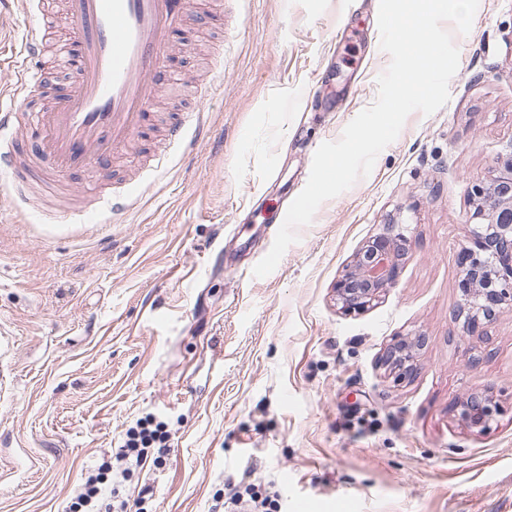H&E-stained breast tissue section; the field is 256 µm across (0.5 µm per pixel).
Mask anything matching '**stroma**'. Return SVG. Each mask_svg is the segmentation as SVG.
I'll return each instance as SVG.
<instances>
[{
    "mask_svg": "<svg viewBox=\"0 0 512 512\" xmlns=\"http://www.w3.org/2000/svg\"><path fill=\"white\" fill-rule=\"evenodd\" d=\"M378 5L195 0L155 77L161 101L101 170L114 188L144 182L123 212L67 223L54 214L80 204L74 179L33 206L0 173V512H70L148 417L170 452L117 479L130 503L149 489L145 512H220L248 488L280 512H512V308L466 335L456 287L468 188L512 154V0H479L453 36L448 102L410 114L372 172L253 274L317 148L377 99ZM38 23L0 0L7 50ZM218 67L223 90L201 99L189 77ZM174 98L211 125L156 168ZM388 224L412 239L398 282L343 315L333 286ZM415 332L418 371L395 382L376 360ZM489 387L506 414L479 435L449 408Z\"/></svg>",
    "mask_w": 512,
    "mask_h": 512,
    "instance_id": "1",
    "label": "stroma"
}]
</instances>
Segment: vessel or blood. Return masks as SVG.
Masks as SVG:
<instances>
[{
  "label": "vessel or blood",
  "mask_w": 512,
  "mask_h": 512,
  "mask_svg": "<svg viewBox=\"0 0 512 512\" xmlns=\"http://www.w3.org/2000/svg\"><path fill=\"white\" fill-rule=\"evenodd\" d=\"M193 0H66L71 19L80 26L77 55L68 64L79 75L58 102L40 112L38 152L51 170L90 178L140 132L146 112L160 88L154 74L172 50V31L185 21ZM45 48L42 35L29 40L24 52L29 68L18 71L5 93L11 105L0 111V135L14 139L27 102L40 81L34 65ZM200 111L181 113L166 133L168 149L189 153L190 129L203 128ZM141 184L126 185L115 195L91 186L94 207L80 210L89 224L96 209H120L138 195Z\"/></svg>",
  "instance_id": "1"
}]
</instances>
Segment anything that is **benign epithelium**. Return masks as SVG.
I'll list each match as a JSON object with an SVG mask.
<instances>
[{
  "label": "benign epithelium",
  "mask_w": 512,
  "mask_h": 512,
  "mask_svg": "<svg viewBox=\"0 0 512 512\" xmlns=\"http://www.w3.org/2000/svg\"><path fill=\"white\" fill-rule=\"evenodd\" d=\"M469 195L474 207L471 218L479 223L460 245L457 288L467 309L466 329L474 334L512 306V155L500 158L497 176L472 183ZM394 229L389 224L386 232L365 241L336 280L334 293L343 313L368 310L396 284L410 240ZM422 345L420 335L399 338L386 348L380 366L402 381L413 374L416 350ZM451 412L479 434L488 432L504 414L492 390L459 398Z\"/></svg>",
  "instance_id": "obj_1"
}]
</instances>
